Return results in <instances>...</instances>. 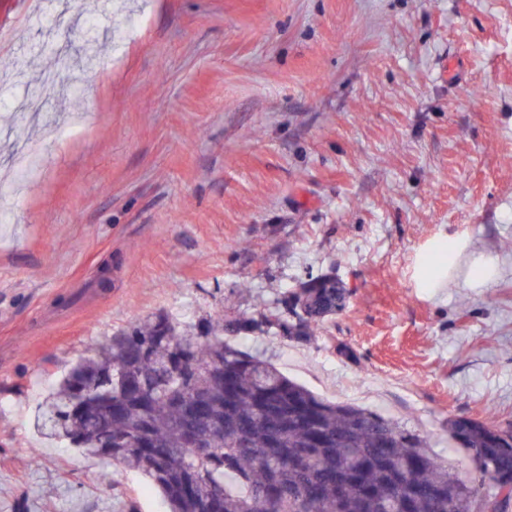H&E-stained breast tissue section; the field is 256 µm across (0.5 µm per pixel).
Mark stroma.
Here are the masks:
<instances>
[{
    "label": "stroma",
    "instance_id": "35a3bbf8",
    "mask_svg": "<svg viewBox=\"0 0 512 512\" xmlns=\"http://www.w3.org/2000/svg\"><path fill=\"white\" fill-rule=\"evenodd\" d=\"M52 2L0 0V99L37 104L0 108V512H165L45 439L41 402L139 318L251 314L323 273L350 295L319 336L242 345L471 477L449 418L512 422V0ZM447 234V285L416 287Z\"/></svg>",
    "mask_w": 512,
    "mask_h": 512
}]
</instances>
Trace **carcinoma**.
<instances>
[{
	"mask_svg": "<svg viewBox=\"0 0 512 512\" xmlns=\"http://www.w3.org/2000/svg\"><path fill=\"white\" fill-rule=\"evenodd\" d=\"M342 284L309 276L277 310L202 318L158 312L77 362L40 406L50 440H67L145 476L168 512H506L512 425L448 418L481 482L460 479L426 435L376 411L327 401L289 379L242 335L310 342ZM192 425L207 447L189 448Z\"/></svg>",
	"mask_w": 512,
	"mask_h": 512,
	"instance_id": "cac0c4a2",
	"label": "carcinoma"
}]
</instances>
